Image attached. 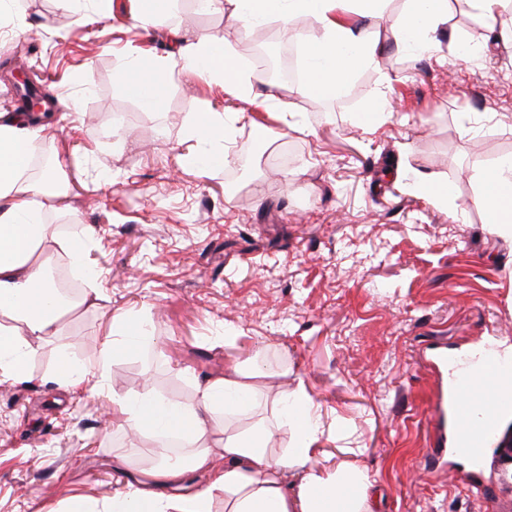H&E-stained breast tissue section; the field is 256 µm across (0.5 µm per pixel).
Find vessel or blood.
<instances>
[{"label": "vessel or blood", "mask_w": 512, "mask_h": 512, "mask_svg": "<svg viewBox=\"0 0 512 512\" xmlns=\"http://www.w3.org/2000/svg\"><path fill=\"white\" fill-rule=\"evenodd\" d=\"M433 368L438 388L430 422L453 452L482 472L502 418L512 414V357L488 346L465 361L443 347Z\"/></svg>", "instance_id": "b4317fda"}]
</instances>
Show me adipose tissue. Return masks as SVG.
Returning a JSON list of instances; mask_svg holds the SVG:
<instances>
[{"mask_svg": "<svg viewBox=\"0 0 512 512\" xmlns=\"http://www.w3.org/2000/svg\"><path fill=\"white\" fill-rule=\"evenodd\" d=\"M210 12H228L241 25L310 17L320 30L304 53L301 92L331 97L355 73L376 58L378 44L343 18L352 13L382 18L385 0H205ZM447 12V0H407L393 34L400 44L427 49ZM204 83L220 81L237 97L253 98L248 72L225 39L182 41L172 64L136 55L118 64L115 79L123 91L147 109L159 107L173 78ZM23 116L0 121V376L16 381L29 377V362L39 353L36 340L60 335L59 321L67 308L55 304L42 255L59 247L84 264L96 235L85 226L73 238L50 234L43 213L50 199L45 180L33 179L31 163L42 147L40 128H23ZM196 146L183 155L186 166L218 170L232 158L224 148V115L209 109L196 113L192 127ZM477 205L494 213L490 230L512 239V158L504 157L482 174ZM145 344L140 325L125 318L113 321L91 361L75 362L68 344L57 345L51 380L77 389L104 384L112 365ZM255 368L235 366L223 377L197 384L190 402L172 401L154 390L113 394L112 413L121 429L151 432L157 448L155 464L146 474L152 484L116 491L112 498L89 507L67 502L64 512H210L213 490L224 492V512H374L366 473L342 461L328 468L312 465L321 436L319 416L303 390L279 396L278 420L291 427L287 450L272 453L270 430L254 414L263 393ZM210 473V485L171 495L158 484L178 482L186 469ZM299 475L288 491L289 475Z\"/></svg>", "mask_w": 512, "mask_h": 512, "instance_id": "obj_1", "label": "adipose tissue"}]
</instances>
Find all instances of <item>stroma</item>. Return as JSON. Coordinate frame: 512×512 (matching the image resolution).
Wrapping results in <instances>:
<instances>
[{
    "label": "stroma",
    "instance_id": "obj_1",
    "mask_svg": "<svg viewBox=\"0 0 512 512\" xmlns=\"http://www.w3.org/2000/svg\"><path fill=\"white\" fill-rule=\"evenodd\" d=\"M92 8L0 0V113L21 111L13 74L29 70L51 112L43 139L62 164L65 187L45 222L54 233L91 224L110 238L90 254L108 272L100 304L60 320L75 359L95 354L115 318L136 317L151 342L112 366L105 390L148 382L186 402L195 381L256 361L273 451L290 439L273 400L304 389L324 428L317 465L361 449L355 463L376 512H512V473L496 452L480 477L490 498L463 483V459L429 467L434 379L423 366L436 340L512 350V243L475 203L480 171L512 156V18L492 30L469 0H448L430 48L415 51L392 37L405 0H387L382 18L356 17L381 51L335 97L257 80L256 94L274 97L259 112L220 85L176 80L149 110L117 85L120 55L140 46L167 55L176 28L192 41L226 38L247 65L262 34L301 49L315 23L240 27L175 0L147 32L129 0H113L107 19L89 20ZM466 44L482 46L478 61L461 59ZM380 98L385 111L361 127ZM206 106L247 115L229 144L233 163L218 172L181 162ZM282 110L291 129L276 118ZM259 136L261 164L243 170L242 146ZM417 175L450 185L448 203L416 188ZM56 343L31 362V380L0 379V512L108 499L128 480L115 459L150 464L152 439L114 427L105 391L79 396L49 382Z\"/></svg>",
    "mask_w": 512,
    "mask_h": 512
}]
</instances>
